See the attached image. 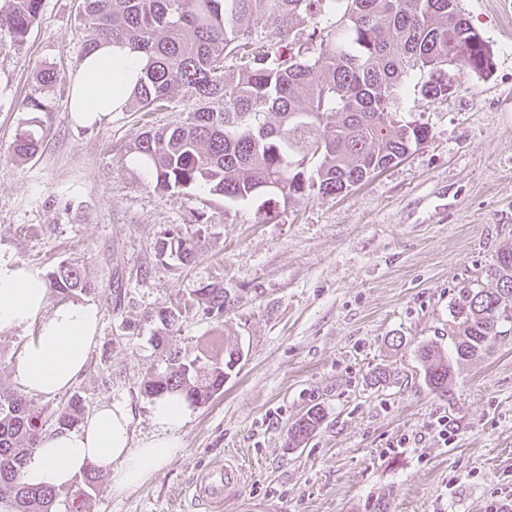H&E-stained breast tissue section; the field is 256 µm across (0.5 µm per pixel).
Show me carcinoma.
<instances>
[{
  "label": "carcinoma",
  "mask_w": 512,
  "mask_h": 512,
  "mask_svg": "<svg viewBox=\"0 0 512 512\" xmlns=\"http://www.w3.org/2000/svg\"><path fill=\"white\" fill-rule=\"evenodd\" d=\"M9 2L0 26L20 47L43 4ZM82 13L91 30L84 52L110 38L147 59L127 109L166 112L188 103L183 121L144 131L126 154L154 189L190 197L198 190L232 201L347 193L428 140L427 124L399 117L411 73L420 74L423 97L442 103L452 69L483 74L493 65L459 0H82ZM270 19L274 32L265 30ZM35 79L47 95L60 82L51 67ZM24 108L43 114L39 129H22L11 143L12 156L27 161L38 154L52 115L43 97L28 98ZM208 222L201 212L194 228L164 230L156 256L195 262ZM485 274L495 287L472 281L455 293L448 351L418 350L433 392H448L456 369L512 338V242L498 248ZM46 279L63 300L96 290L74 262H60ZM230 302L224 288L207 283L182 305L125 325L132 335L144 323L156 326L165 352L164 371L143 384L145 397L176 393L198 407L224 392L239 348L203 349L189 358L166 341L197 316L220 321ZM88 416L78 394L47 415L33 399L0 388V512H57L60 491L26 486L20 473L43 436L76 429ZM322 419L320 409H310L289 428L288 444L301 447ZM97 482L92 469L80 477L69 494L70 512H82Z\"/></svg>",
  "instance_id": "obj_1"
}]
</instances>
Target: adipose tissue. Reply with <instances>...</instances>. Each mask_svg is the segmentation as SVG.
<instances>
[{
	"mask_svg": "<svg viewBox=\"0 0 512 512\" xmlns=\"http://www.w3.org/2000/svg\"><path fill=\"white\" fill-rule=\"evenodd\" d=\"M146 64L129 45L103 43L84 56L74 75L70 110L78 124L92 125L121 111ZM48 284L41 270L24 269L0 258V333L37 325L13 371L22 390L50 397L69 387L83 371L95 343L99 311L91 303L48 308ZM188 414L176 395L153 405L156 436L134 443L132 416L122 403L102 404L80 430L42 438L21 472L22 483L70 487L88 467L111 473L112 488L138 487L177 454L175 435Z\"/></svg>",
	"mask_w": 512,
	"mask_h": 512,
	"instance_id": "1",
	"label": "adipose tissue"
}]
</instances>
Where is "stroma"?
<instances>
[{"label": "stroma", "instance_id": "1", "mask_svg": "<svg viewBox=\"0 0 512 512\" xmlns=\"http://www.w3.org/2000/svg\"><path fill=\"white\" fill-rule=\"evenodd\" d=\"M78 5L43 0L19 48L0 30V257L44 271L78 263L100 312L84 372L36 402L51 411L75 392L92 410L125 403L134 440L151 438L141 387L163 355L151 326L130 336L125 323L206 283L223 285L231 306L218 322L188 320L173 347L243 350L223 395L190 408L174 460L119 496L101 474L83 512H195L184 489L222 463L242 472L223 512H486L512 495V340L463 365L442 395L426 387L417 357L423 344L447 346L455 288L483 277L512 242V0H460L493 66L485 75L456 68L441 104L407 93L402 116L428 124L426 143L349 193L290 203L205 191L189 200L148 185L123 154L146 122L175 123L183 107L77 126L69 98L90 34ZM42 67L61 85L38 155L21 162L10 144L34 123L22 104L39 95ZM197 209L210 218L204 251L188 266L162 263L160 232ZM395 336L403 343L393 351ZM379 368L391 378L378 387L370 376ZM314 407L319 427L289 447V427ZM439 416L444 440L428 428Z\"/></svg>", "mask_w": 512, "mask_h": 512}]
</instances>
